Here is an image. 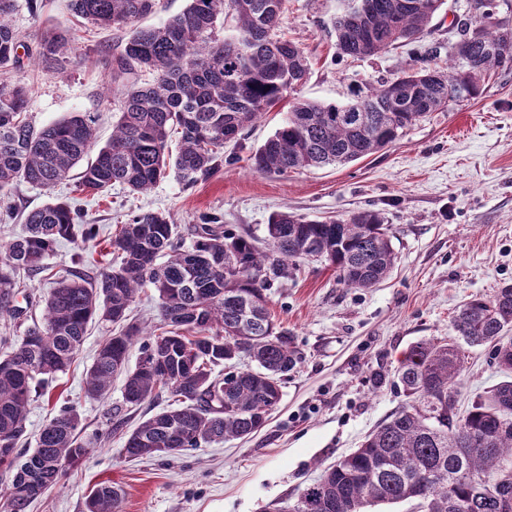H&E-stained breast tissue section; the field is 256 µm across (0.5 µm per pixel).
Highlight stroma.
I'll list each match as a JSON object with an SVG mask.
<instances>
[{
	"label": "stroma",
	"instance_id": "stroma-1",
	"mask_svg": "<svg viewBox=\"0 0 512 512\" xmlns=\"http://www.w3.org/2000/svg\"><path fill=\"white\" fill-rule=\"evenodd\" d=\"M346 0H289L282 34L299 44L309 71L301 98L342 104L355 91L392 79L420 60L428 42L447 43L448 26L465 14L468 0H445L425 41L402 43L375 57L336 53L332 21ZM10 22L31 53L44 31L69 40L71 62L59 70L38 58L8 70L6 82L24 84L35 126L72 112L98 114L97 141L105 143L120 108L124 86L147 83L148 73L115 75L114 58L130 28L98 29L75 17L69 0H17ZM287 105L265 113L246 131L238 161L185 187L176 176L149 193L132 195L120 186L103 195L77 190L69 178L46 193L19 182L0 191L14 217L0 224V243L24 231L26 215L51 197H75L100 238L114 235L143 210L169 214L185 244L207 218L263 242L271 213L287 209L307 218L343 217L364 209L387 219L397 256L390 277L368 290L344 287L335 269L302 262L294 276L274 283L269 308L288 329L302 360L282 384V398L267 424L252 437L205 444L177 458L125 457L124 432L70 467L29 512H82L99 483L112 482L124 496L121 512H269L294 502L324 467L358 448L401 405L391 378L416 341L453 335L454 315L470 297L488 296L512 283V70L498 71L474 99L450 102L429 114L386 149L349 164L285 175L252 170L249 149L260 146L283 122ZM74 244L61 242L44 272L25 279L17 303L28 320L40 319L57 275L71 270ZM116 327L89 324L83 349L55 381L49 396L34 399L27 448L47 420L64 405L77 408L84 437L104 429L106 408L123 404L114 380L107 402L86 394V369ZM385 373L375 384V373ZM502 378L490 347L468 351L460 399L471 402Z\"/></svg>",
	"mask_w": 512,
	"mask_h": 512
}]
</instances>
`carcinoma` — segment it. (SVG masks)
I'll use <instances>...</instances> for the list:
<instances>
[{
	"label": "carcinoma",
	"mask_w": 512,
	"mask_h": 512,
	"mask_svg": "<svg viewBox=\"0 0 512 512\" xmlns=\"http://www.w3.org/2000/svg\"><path fill=\"white\" fill-rule=\"evenodd\" d=\"M158 0H71L74 13L99 27L133 24ZM443 0H355L332 22L337 53L365 58L429 34ZM15 0H0V69L20 65L21 40L8 22ZM288 0H188L157 27L137 28L114 59V70L145 69L153 80L131 84L112 137L88 158L96 116L73 112L36 127L26 118L25 87L0 86V191L22 180L46 192L81 168L79 186L103 191L119 185L150 191L169 172L187 187L233 163L244 131L261 114L288 102L274 135L249 155L259 173L346 164L395 142L431 112L448 106V92L477 98L498 70L512 69V29L485 23L479 36L448 47V68L434 64L442 46L428 47L427 65L404 66L391 80L344 104L296 96L309 67L302 49L278 34ZM231 15L235 34L214 29ZM40 56L58 69L70 63L64 33L49 30ZM236 135V151L224 154ZM186 247L166 214L143 211L121 225L89 276L85 254L99 246L82 226L80 209L54 200L26 216V233L0 245V314L14 320L15 275L46 269L57 244L68 241L80 265L62 277L45 300L42 321L21 341L0 336V467L12 472L0 492V512H29L65 469L87 458L81 416L60 409L26 456L33 397L47 393L83 345L89 322L127 320L140 290L154 288L160 322L129 324L106 337L86 373L88 394L107 398L123 376L128 408L167 394L174 405L143 420L127 436L129 459L175 456L189 448L260 431L281 400V384L301 361L288 331L269 309L268 291L297 263L321 260L348 288L369 289L387 278L395 261L384 218L360 210L345 217L308 220L288 210L267 224L268 251L249 235L215 221L197 224ZM117 254L118 261L107 256ZM456 335L416 342L404 354L393 383L400 410L359 448L302 488L295 512H366L379 503L414 501L421 512H512V284L491 296L470 298L453 318ZM140 343L139 362L127 366ZM493 347L503 380L458 412V385L466 347ZM121 489L102 483L84 512H120Z\"/></svg>",
	"instance_id": "obj_1"
}]
</instances>
